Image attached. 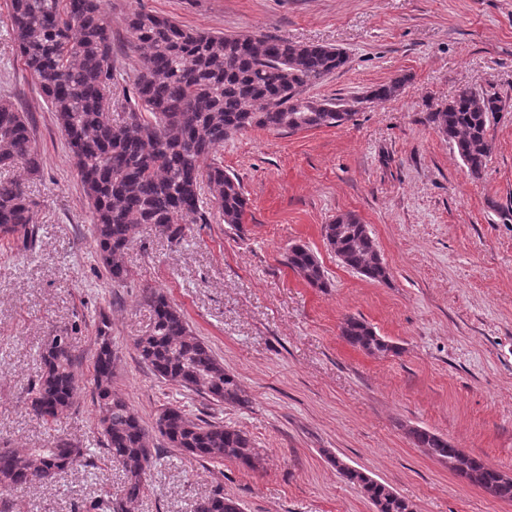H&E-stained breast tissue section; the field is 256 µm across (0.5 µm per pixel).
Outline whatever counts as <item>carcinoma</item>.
I'll list each match as a JSON object with an SVG mask.
<instances>
[{"label":"carcinoma","mask_w":512,"mask_h":512,"mask_svg":"<svg viewBox=\"0 0 512 512\" xmlns=\"http://www.w3.org/2000/svg\"><path fill=\"white\" fill-rule=\"evenodd\" d=\"M16 50L41 95L55 112L92 209L97 256L110 280L126 281L123 258L137 235L149 227L179 240L185 224L210 223V207L239 230L248 208L240 180L224 172L216 154L224 140L250 128L295 131L333 127L348 120L353 105L343 99L315 100L306 90L346 66L340 48L301 44L267 34H224L190 29L158 14L138 10L127 20L130 48L140 66L133 92L112 101L116 69L112 27L102 0H9ZM405 75L373 86L362 100L378 103L406 87ZM504 110L495 93L459 88L444 108L430 114L438 132L456 147L471 179H482L493 144L490 119ZM121 115L112 117L115 112ZM21 164L36 175L41 158L29 113L10 98H0V169ZM210 198H203L202 189ZM32 200L26 184L0 177V237L27 245L33 240ZM323 236L345 267L378 283L388 281L367 226L346 213L323 227ZM288 266L309 286L325 288L324 270L313 251L294 244ZM153 323L134 350L158 378L214 402L246 407L249 396L212 350L190 329L182 310L156 289L143 291ZM342 336L370 355L395 352V346L357 318L345 320ZM92 356V402L99 416L108 460L124 474L121 493L91 505L98 512H126V503L146 489L156 457L153 435L171 448L205 461L233 460L255 469L260 460L249 435L219 422L191 418L186 410L165 408L147 428L128 401L112 389L118 357L109 323L97 326ZM75 350L69 336H54L42 350L38 379L29 392V412L55 422L76 402ZM417 448L434 458L457 448L422 428L409 431ZM84 457L83 449L58 439L44 448L0 447V491L46 484ZM336 470L358 485L377 512H411L412 504L389 486L369 482L364 473ZM472 478L491 495L512 500V483L498 471L468 457ZM240 503L222 493L197 502L195 512H239Z\"/></svg>","instance_id":"1"}]
</instances>
